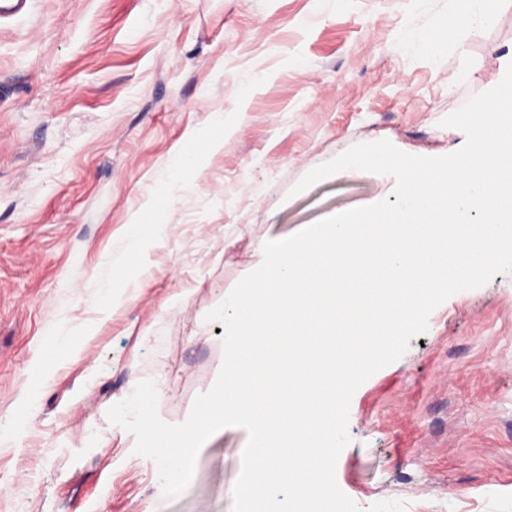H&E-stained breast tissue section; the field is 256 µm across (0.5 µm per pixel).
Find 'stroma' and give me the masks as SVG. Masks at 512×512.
<instances>
[{"label": "stroma", "mask_w": 512, "mask_h": 512, "mask_svg": "<svg viewBox=\"0 0 512 512\" xmlns=\"http://www.w3.org/2000/svg\"><path fill=\"white\" fill-rule=\"evenodd\" d=\"M457 0H34L0 24V512H232L248 435L227 427L162 497L107 419L143 379L183 423L211 390L208 311L263 245L388 197L390 175L312 168L357 143L442 156L441 121L512 62V0L438 55ZM223 143L210 150L216 116ZM202 156L172 179L176 158ZM161 223L140 258L130 224ZM113 280L115 302L99 295ZM336 480L360 512H512V275L437 307L354 393Z\"/></svg>", "instance_id": "1"}]
</instances>
